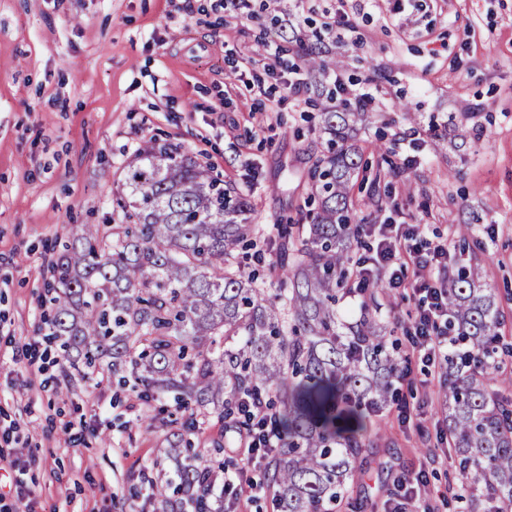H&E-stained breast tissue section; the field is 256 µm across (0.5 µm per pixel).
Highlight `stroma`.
Here are the masks:
<instances>
[{"instance_id": "obj_1", "label": "stroma", "mask_w": 512, "mask_h": 512, "mask_svg": "<svg viewBox=\"0 0 512 512\" xmlns=\"http://www.w3.org/2000/svg\"><path fill=\"white\" fill-rule=\"evenodd\" d=\"M348 14L357 28L330 29ZM275 41L284 62L319 42L371 97L356 134L362 160L352 221L418 226L426 243L455 247L461 225L480 245L483 281L512 342V0H0V495L25 493L35 512H155L170 497L164 438L180 428L173 402H145L108 373L65 368L41 329L45 280L66 224L120 223L112 202L123 168L151 138L181 146L227 188L250 200L251 244L234 254L273 270L277 227L304 223L308 172L323 149V91L254 106L248 59ZM417 314L412 289L389 291L382 319L407 345ZM39 339L42 368L25 343ZM445 375L415 357L395 403L371 417L358 512H393L405 477L427 484L405 512H463L461 475L448 450ZM82 439H75V432ZM191 455L215 441L235 461L224 512H272L238 486L257 472L248 436L210 421L189 436Z\"/></svg>"}]
</instances>
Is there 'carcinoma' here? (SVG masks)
<instances>
[{
    "instance_id": "1",
    "label": "carcinoma",
    "mask_w": 512,
    "mask_h": 512,
    "mask_svg": "<svg viewBox=\"0 0 512 512\" xmlns=\"http://www.w3.org/2000/svg\"><path fill=\"white\" fill-rule=\"evenodd\" d=\"M364 105L321 113L326 153L309 171L318 209L284 224L276 242L274 289L233 263L247 242L248 201L213 170L153 139L126 166L120 224L64 227L47 283L50 335L77 373L100 367L146 400L172 397L189 420L232 419L251 429L250 404L269 409L284 435L265 448L262 478L273 512H355L370 442L368 413L392 394L396 359L378 321V283L359 289L358 321L340 326L354 242L350 183L359 169L352 133ZM449 445L465 482L459 498L482 512L512 505V398L490 387L500 342L496 297L479 269L448 275ZM163 455L176 463L175 489L197 512H224L208 459L181 461L190 446L170 431Z\"/></svg>"
}]
</instances>
